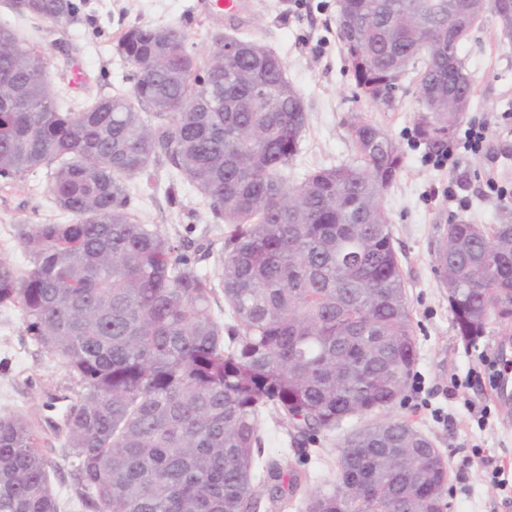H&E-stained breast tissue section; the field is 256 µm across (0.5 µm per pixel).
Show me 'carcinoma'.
<instances>
[{
    "mask_svg": "<svg viewBox=\"0 0 512 512\" xmlns=\"http://www.w3.org/2000/svg\"><path fill=\"white\" fill-rule=\"evenodd\" d=\"M441 2L338 9L356 25L338 35L368 100L383 103L425 56L417 129L432 150L463 119L448 92L473 97L451 19L491 13L512 45V0ZM5 4L22 20L76 23L85 0ZM223 39L240 43L230 68ZM213 41L200 65L181 25H132L115 43L134 68L130 93L64 111L45 52L0 24V185L55 163L53 203L70 217L13 224L31 262L20 272L0 259V307L16 308L84 390L63 415L76 498L90 512H261L265 499L302 512H429L448 462L406 420L345 437L328 486L310 488L264 454L263 412L314 442L348 416L390 408L410 380L416 337L384 207L403 154L356 113V162L290 182L308 123L301 94L262 42ZM264 88L276 92L271 112L254 99ZM162 164L169 191L191 185L225 237L175 241L129 210V181H152ZM434 262L465 345L493 319L512 324V224H449ZM43 444L25 416L0 414V512H62Z\"/></svg>",
    "mask_w": 512,
    "mask_h": 512,
    "instance_id": "cac0c4a2",
    "label": "carcinoma"
}]
</instances>
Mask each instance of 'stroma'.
I'll return each mask as SVG.
<instances>
[{
	"mask_svg": "<svg viewBox=\"0 0 512 512\" xmlns=\"http://www.w3.org/2000/svg\"><path fill=\"white\" fill-rule=\"evenodd\" d=\"M201 0H87L78 24L43 22L40 44L46 52L52 84L64 85L68 97L85 101L100 92L130 90L133 67L115 51L118 36L139 23L182 24L188 48L205 59L217 30L237 28L282 59L286 75L300 91L309 115L301 151L288 170L297 180L314 168L355 161L348 129L352 114L385 128L404 155V166L384 196L406 295L412 313L417 361L403 398L387 409L391 418L410 421L448 460L451 473L448 512H512V397L491 396L493 373L487 362L499 345L512 348V324L490 323L476 345H463L448 309L434 263L440 227L460 221L512 223V193L490 196L488 168L512 178V135L503 113H512V47L503 42L498 21L486 15L482 25L460 44L458 55L474 85V97L462 123L488 127L492 158L459 152L455 169L440 163V153L420 140L415 117L421 109L415 73L402 74L386 105L368 101L348 71L337 36L338 0H241L239 10L214 26L198 11ZM86 78L75 82V69ZM49 168L28 175L13 188L0 186V258L26 268L29 255L11 236L22 219L51 222L57 217L49 191ZM131 206L141 220L158 225L172 238L224 237L226 224L211 221L194 188L182 185L168 200V179L148 184L131 180ZM63 361L26 336L19 314L0 309V413H18L38 426L47 452L58 464L52 475L60 499H68L76 464L68 456L63 423L64 397L75 396ZM372 412L342 422L300 447L288 425L267 417L265 448L278 452L285 470L306 475L308 486L334 479L339 446L351 431L378 420Z\"/></svg>",
	"mask_w": 512,
	"mask_h": 512,
	"instance_id": "35a3bbf8",
	"label": "stroma"
}]
</instances>
